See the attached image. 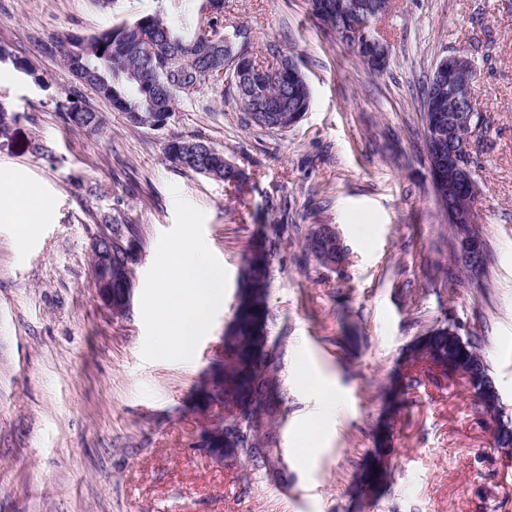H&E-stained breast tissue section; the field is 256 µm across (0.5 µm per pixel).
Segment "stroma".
I'll list each match as a JSON object with an SVG mask.
<instances>
[{"instance_id": "obj_1", "label": "stroma", "mask_w": 512, "mask_h": 512, "mask_svg": "<svg viewBox=\"0 0 512 512\" xmlns=\"http://www.w3.org/2000/svg\"><path fill=\"white\" fill-rule=\"evenodd\" d=\"M395 2L378 25L392 58L376 74L308 0H224L226 31L245 30L258 60L273 65V44L297 54L310 108L291 128L267 131L212 84L158 132L130 125L38 48L134 21L149 0H0V46L45 81L0 62V100L21 114L0 135V171L22 173L47 202L26 238L0 224V512H512V454L496 448L465 388L443 378L404 387L407 345L434 322L455 324L481 346L512 417V0ZM456 51L476 62L475 106L489 119L475 147L489 256L477 278L448 246L423 138L422 87ZM69 97L101 113L98 134L64 123L58 104ZM173 136L223 150L240 183L173 167ZM33 141L49 154L32 152ZM270 198L287 209L266 214ZM189 213L224 270V304L186 362L151 351L145 303ZM117 214L142 239L122 317L99 298L90 255L100 224ZM281 224L290 231L269 295L284 398L272 481L207 453L214 417L197 389L222 355L244 255L260 227ZM319 224L333 225L345 249L330 270L303 250ZM312 376L334 398L314 391ZM317 419L323 449L306 461L300 434ZM388 419L390 484L365 499L357 478Z\"/></svg>"}]
</instances>
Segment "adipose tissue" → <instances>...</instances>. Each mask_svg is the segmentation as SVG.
Wrapping results in <instances>:
<instances>
[{"label": "adipose tissue", "instance_id": "1", "mask_svg": "<svg viewBox=\"0 0 512 512\" xmlns=\"http://www.w3.org/2000/svg\"><path fill=\"white\" fill-rule=\"evenodd\" d=\"M46 201L25 177L9 174L0 181V224L26 237ZM223 271L212 262L193 229L158 265L148 308L155 322L152 351L160 356L192 359L195 343L206 333L224 303Z\"/></svg>", "mask_w": 512, "mask_h": 512}]
</instances>
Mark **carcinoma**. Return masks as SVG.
<instances>
[{
	"mask_svg": "<svg viewBox=\"0 0 512 512\" xmlns=\"http://www.w3.org/2000/svg\"><path fill=\"white\" fill-rule=\"evenodd\" d=\"M157 7L142 13L133 23L125 21L106 27L94 34L84 36L77 42L72 36L54 37L57 45L56 56L66 65H71L73 50L82 52L98 84L96 93L112 104V109L129 115L131 111H151L145 88L140 86L137 76L157 81L163 87L157 105L161 106L164 119H171L179 100H193L213 80L214 65L202 54L204 36L224 35V9L215 8L216 0H199L198 19L194 27L177 25L166 16L165 0H155ZM352 0H336V12L319 13L312 11L323 25L332 29L348 47L355 50L370 70L380 73L387 62H379L360 49L362 33L346 26ZM135 26L141 32L159 37V41L129 43L125 30ZM221 94L231 98L242 112L247 111L244 98L251 97L266 106L275 116L270 124L258 127L283 131L293 126V110H308L311 91L301 78L288 80V62L282 63L279 77L270 79L266 75H254V80L239 87L236 80L227 82ZM440 102L442 111L460 112L472 110L474 104L464 103L452 92L428 81L423 93V112L432 111L433 104ZM65 123L88 133L101 129L99 115L75 99L67 100L60 106ZM20 114L11 106L0 101V134L7 133L17 122ZM488 126V119L481 112L474 114L470 125H465L450 136V142L470 139L471 135ZM448 142V143H450ZM443 143V146H448ZM133 237L140 243L135 225L121 217L112 218V239L121 241ZM313 233L304 237L306 254L313 255L317 264L327 267L338 263L343 250H332L331 254L315 252ZM281 236L261 238L245 257L240 269L238 287L247 289V304L235 307L224 334V358L215 363L217 386L210 400L222 403L224 408V447L240 449L244 458L257 472L266 476H277L274 471L278 459L275 420L278 415L274 394L277 389L272 381L278 380L281 357L273 350L268 357L262 341L270 335L273 319L268 293L273 260L279 249ZM134 274V263L127 252L118 245H112V278L115 282L125 281ZM407 361L421 364L442 376H447L448 367L460 365L474 371L480 383L488 387L483 409H495V387L489 366L480 353L477 343L463 338L452 325L438 326L418 337L409 349ZM499 448L512 449V422L500 421L494 433ZM386 456L377 455L363 470L362 484L369 493L384 483L389 475L385 464Z\"/></svg>",
	"mask_w": 512,
	"mask_h": 512,
	"instance_id": "carcinoma-1",
	"label": "carcinoma"
}]
</instances>
